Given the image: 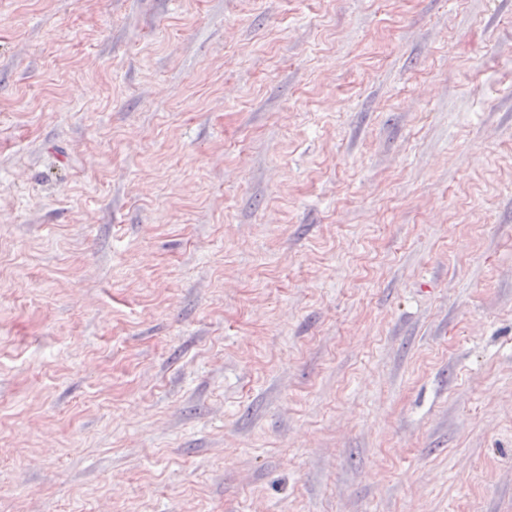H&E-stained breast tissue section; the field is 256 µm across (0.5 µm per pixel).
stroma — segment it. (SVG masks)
Instances as JSON below:
<instances>
[{"mask_svg": "<svg viewBox=\"0 0 512 512\" xmlns=\"http://www.w3.org/2000/svg\"><path fill=\"white\" fill-rule=\"evenodd\" d=\"M0 512H512V0H0Z\"/></svg>", "mask_w": 512, "mask_h": 512, "instance_id": "35a3bbf8", "label": "stroma"}]
</instances>
